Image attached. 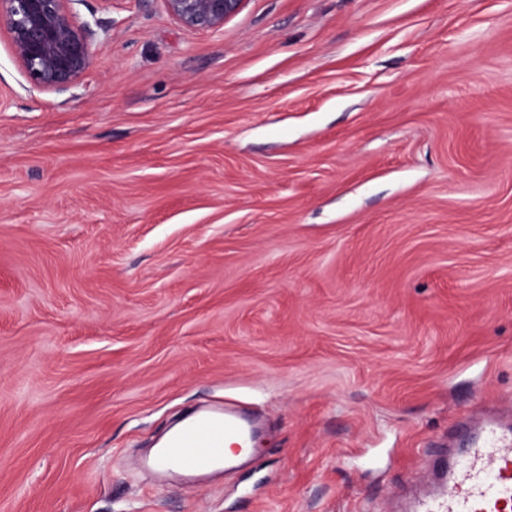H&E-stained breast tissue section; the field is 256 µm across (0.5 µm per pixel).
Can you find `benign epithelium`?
<instances>
[{"label":"benign epithelium","instance_id":"7a95c632","mask_svg":"<svg viewBox=\"0 0 512 512\" xmlns=\"http://www.w3.org/2000/svg\"><path fill=\"white\" fill-rule=\"evenodd\" d=\"M73 0H0L11 50L30 83L64 93L74 87L93 62L91 32L78 22ZM180 25L219 32L247 0H164Z\"/></svg>","mask_w":512,"mask_h":512}]
</instances>
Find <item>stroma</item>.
I'll use <instances>...</instances> for the list:
<instances>
[{
    "mask_svg": "<svg viewBox=\"0 0 512 512\" xmlns=\"http://www.w3.org/2000/svg\"><path fill=\"white\" fill-rule=\"evenodd\" d=\"M34 88L0 25V512H388L512 409V0H75ZM230 472L138 464L201 405ZM170 16L181 26L205 32L223 31L246 0H164Z\"/></svg>",
    "mask_w": 512,
    "mask_h": 512,
    "instance_id": "1",
    "label": "stroma"
}]
</instances>
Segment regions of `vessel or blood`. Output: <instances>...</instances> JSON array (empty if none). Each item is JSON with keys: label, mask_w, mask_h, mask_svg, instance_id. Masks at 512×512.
I'll return each mask as SVG.
<instances>
[{"label": "vessel or blood", "mask_w": 512, "mask_h": 512, "mask_svg": "<svg viewBox=\"0 0 512 512\" xmlns=\"http://www.w3.org/2000/svg\"><path fill=\"white\" fill-rule=\"evenodd\" d=\"M251 437L246 414L212 408L185 423L151 464L200 471L222 456L226 440L241 448ZM408 512H512V435L496 422L486 423L463 458L442 469L435 490L414 497Z\"/></svg>", "instance_id": "vessel-or-blood-1"}]
</instances>
